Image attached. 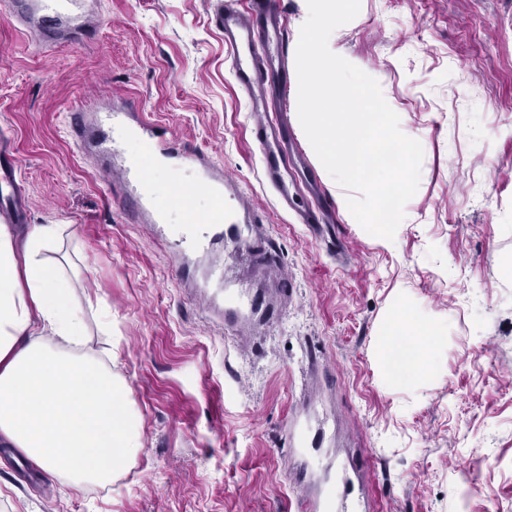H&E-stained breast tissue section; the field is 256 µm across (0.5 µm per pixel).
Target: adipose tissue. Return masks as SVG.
<instances>
[{
    "mask_svg": "<svg viewBox=\"0 0 512 512\" xmlns=\"http://www.w3.org/2000/svg\"><path fill=\"white\" fill-rule=\"evenodd\" d=\"M57 224L16 241L0 224V443L50 476L105 486L142 449L126 383L87 347L85 309L52 260ZM440 329L410 307L388 316L377 353L384 380L406 386L431 374Z\"/></svg>",
    "mask_w": 512,
    "mask_h": 512,
    "instance_id": "adipose-tissue-1",
    "label": "adipose tissue"
}]
</instances>
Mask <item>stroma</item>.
Returning a JSON list of instances; mask_svg holds the SVG:
<instances>
[{
    "label": "stroma",
    "instance_id": "stroma-1",
    "mask_svg": "<svg viewBox=\"0 0 512 512\" xmlns=\"http://www.w3.org/2000/svg\"><path fill=\"white\" fill-rule=\"evenodd\" d=\"M93 34L50 48L0 17V134L18 159L27 221L65 225L90 348L133 392L143 448L106 487L75 488L0 446V512H307L309 457L348 471L365 512H512V0H360L336 29L423 148L391 244L341 209L297 122L277 108L321 185L331 232L284 209L261 173L255 121L213 22L216 0H97ZM133 99L143 120L206 156L243 207L227 288L263 321L204 312V268L175 274L174 238L131 223L73 112ZM405 300L441 328L436 372L388 387L375 353Z\"/></svg>",
    "mask_w": 512,
    "mask_h": 512
}]
</instances>
